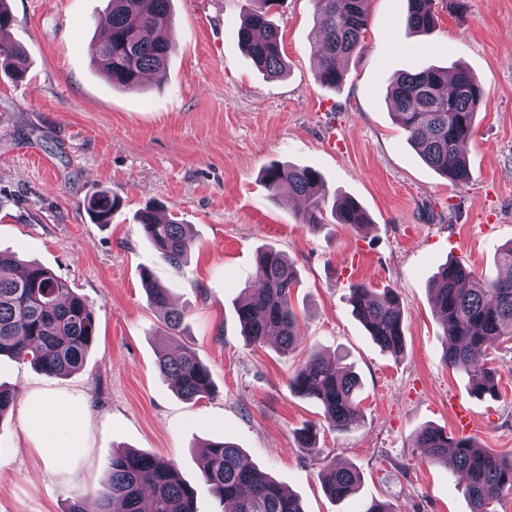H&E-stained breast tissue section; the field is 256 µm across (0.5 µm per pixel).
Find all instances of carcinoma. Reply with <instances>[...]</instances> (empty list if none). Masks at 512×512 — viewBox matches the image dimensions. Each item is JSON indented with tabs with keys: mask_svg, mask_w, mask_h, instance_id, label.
Returning a JSON list of instances; mask_svg holds the SVG:
<instances>
[{
	"mask_svg": "<svg viewBox=\"0 0 512 512\" xmlns=\"http://www.w3.org/2000/svg\"><path fill=\"white\" fill-rule=\"evenodd\" d=\"M238 28L241 47L253 63L270 75L286 70L278 30L268 19L276 0H253ZM369 0H314L321 37L312 48L316 78L336 88L342 84L340 58H350L362 47L368 23ZM432 0H408L406 25L416 33L430 34L439 17ZM171 0H109L106 20L98 26L91 46L92 59L115 86L140 87L143 77L160 71L174 51ZM26 52L0 38V70L13 79L26 71ZM484 97L477 78L459 67L453 72L426 67L392 78L388 99L393 112L425 162L457 185L469 179L468 164L461 150L473 132L476 110ZM263 181L272 197L283 190L302 199V223L311 229L326 223L323 216L329 190L321 174L312 168L275 164L263 171ZM119 199L102 191L89 197L83 207L96 224L112 223ZM336 223L361 229L370 218L352 197H341L332 207ZM144 237L162 260L176 272L188 262L192 241L184 224L162 220L159 210L144 207L137 215ZM502 272L482 279L459 262H450L430 280L429 291L444 327L445 362L462 372L472 392L498 396L496 372L489 366L491 350L512 339V242L499 255ZM260 287L238 306L243 336L250 343L275 341L282 352L293 349L299 339V319L290 296L298 283L293 265L273 248L257 254ZM150 304L163 314L158 335H177L184 312L169 302V289L144 280ZM353 312L373 340L387 352L404 351L403 313L394 292L363 284L350 288ZM97 332L96 316L88 300L67 281L36 263L25 264L10 252L0 251V355L27 361L49 376L80 370ZM160 373L168 378L181 398H210V370L199 354L184 346L157 359ZM293 392L317 401L329 426L346 432L362 426L357 401L360 381L351 367L310 357L289 381ZM416 443L427 449L429 460L465 474L471 512H489V507L512 493V459L477 446L469 437H450L426 427ZM202 478L212 492L218 512H303L300 500L271 479L246 467L240 449L229 441H209L203 447ZM323 486L330 498L342 501L354 495L361 484L360 472L350 466L328 467ZM195 489L179 475L175 464L153 454L133 449L112 453L107 483L98 499V512H195Z\"/></svg>",
	"mask_w": 512,
	"mask_h": 512,
	"instance_id": "1",
	"label": "carcinoma"
}]
</instances>
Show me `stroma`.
Returning <instances> with one entry per match:
<instances>
[{"label":"stroma","mask_w":512,"mask_h":512,"mask_svg":"<svg viewBox=\"0 0 512 512\" xmlns=\"http://www.w3.org/2000/svg\"><path fill=\"white\" fill-rule=\"evenodd\" d=\"M6 37L29 71L0 72V250L40 263L92 304L97 336L80 371L49 376L0 356V385L14 402L0 419V512H66L100 496L114 450L172 460L197 491V512L217 504L201 475L200 447L226 439L245 462L297 495L304 512H470L461 477L430 463L414 438L431 426L456 435L467 404L481 447L512 457V341L492 353L497 398L475 396L444 360L445 336L428 283L455 260L478 276L499 273L512 242V0H435L431 35L405 23L407 0H370L361 50L344 61L337 88L315 78L318 27L312 0L270 12L288 64L259 71L237 39L249 0H172L176 48L158 78L136 90L111 84L91 44L108 0H8ZM461 65L484 90L465 145L470 179L458 186L428 166L395 122L391 77ZM272 163L311 167L330 194L355 198L371 223L308 228L297 206L272 197ZM105 191L122 206L92 223L82 204ZM189 224L194 249L176 274L144 238L146 203ZM281 251L300 284L291 295L301 341L287 354L245 340L237 307L257 287L261 249ZM166 286L185 312L176 341L196 348L211 398L182 400L157 369L159 313L142 274ZM392 289L403 310L405 347L380 348L352 312L350 287ZM314 354L350 365L362 383L364 423L331 430L322 409L288 386ZM76 409L78 448L56 464L36 449L26 407ZM316 427L319 454L298 433ZM356 467L358 492L329 498L328 461ZM79 481H70L71 472Z\"/></svg>","instance_id":"1"}]
</instances>
